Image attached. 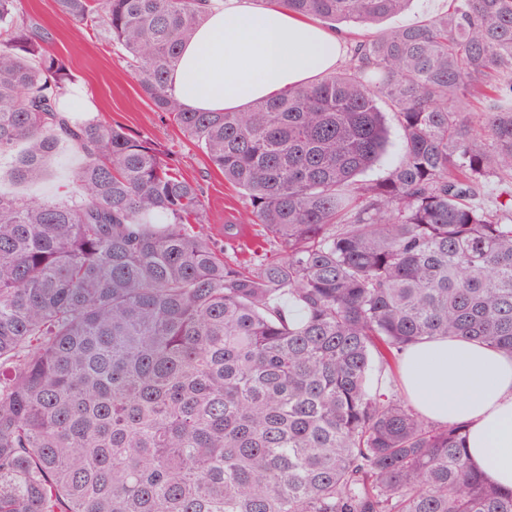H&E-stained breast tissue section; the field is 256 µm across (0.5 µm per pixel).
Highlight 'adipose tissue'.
Returning a JSON list of instances; mask_svg holds the SVG:
<instances>
[{"instance_id":"ef3b65f1","label":"adipose tissue","mask_w":512,"mask_h":512,"mask_svg":"<svg viewBox=\"0 0 512 512\" xmlns=\"http://www.w3.org/2000/svg\"><path fill=\"white\" fill-rule=\"evenodd\" d=\"M345 39L277 8L224 0L183 48L172 75L191 110H240L331 71ZM401 374L412 407L428 419L467 426L471 463L512 489V357L458 338L411 347Z\"/></svg>"}]
</instances>
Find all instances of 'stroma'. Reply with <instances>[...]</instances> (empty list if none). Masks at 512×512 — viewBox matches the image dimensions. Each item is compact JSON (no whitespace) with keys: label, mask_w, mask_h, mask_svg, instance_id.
<instances>
[{"label":"stroma","mask_w":512,"mask_h":512,"mask_svg":"<svg viewBox=\"0 0 512 512\" xmlns=\"http://www.w3.org/2000/svg\"><path fill=\"white\" fill-rule=\"evenodd\" d=\"M23 8L44 25L55 47L67 56L77 80V95L85 115L121 125L151 139L167 151L173 162L205 192L203 226L216 240H223L226 224L238 222L242 196L211 168L201 151L171 121L153 112L144 99L125 61L106 39L90 37L80 25L60 15L54 0H22ZM80 162L69 149L57 155L51 176L34 185L0 180V190L38 197H59L71 185V173Z\"/></svg>","instance_id":"obj_1"}]
</instances>
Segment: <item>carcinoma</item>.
I'll use <instances>...</instances> for the list:
<instances>
[{
    "instance_id": "cac0c4a2",
    "label": "carcinoma",
    "mask_w": 512,
    "mask_h": 512,
    "mask_svg": "<svg viewBox=\"0 0 512 512\" xmlns=\"http://www.w3.org/2000/svg\"><path fill=\"white\" fill-rule=\"evenodd\" d=\"M266 2L334 31L411 0ZM54 3L129 60L270 248L241 262L203 233L200 184L78 114L68 58L0 0L10 178L82 156L63 198L0 192V512H512L463 425L371 388L426 340L512 356V0L349 32L342 67L224 112L169 83L214 0ZM384 105L400 158L361 181Z\"/></svg>"
}]
</instances>
